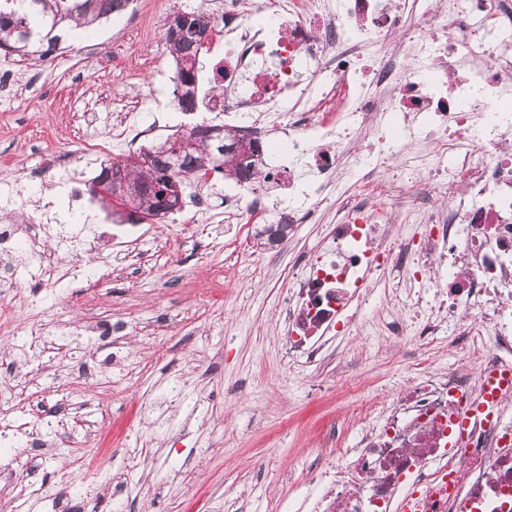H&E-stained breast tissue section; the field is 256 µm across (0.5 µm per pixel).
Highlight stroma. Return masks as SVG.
Listing matches in <instances>:
<instances>
[{
    "label": "stroma",
    "mask_w": 512,
    "mask_h": 512,
    "mask_svg": "<svg viewBox=\"0 0 512 512\" xmlns=\"http://www.w3.org/2000/svg\"><path fill=\"white\" fill-rule=\"evenodd\" d=\"M174 12V0H130L47 57L0 67V225L34 221L100 244L60 255L69 275L55 285L41 284L21 249L0 252L24 285L15 324L0 327V363L17 386L0 455L27 456L40 489L0 486V512H56L60 498L67 512H284L321 449L351 444L352 386L383 394L405 374L385 332L399 307L382 296L367 335L319 365L285 353L288 263L321 243L334 211L270 248L225 212L236 183L217 174L186 187L184 211L134 224L121 213L83 222L86 200L38 180L62 156L91 180L89 145L127 112L156 141L223 123L177 105L165 51ZM90 323L100 333H86ZM85 360L97 377L72 378ZM32 419L37 447L15 431Z\"/></svg>",
    "instance_id": "obj_1"
}]
</instances>
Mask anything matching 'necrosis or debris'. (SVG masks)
<instances>
[{
    "label": "necrosis or debris",
    "instance_id": "4bbe7bcc",
    "mask_svg": "<svg viewBox=\"0 0 512 512\" xmlns=\"http://www.w3.org/2000/svg\"><path fill=\"white\" fill-rule=\"evenodd\" d=\"M242 0L210 17L214 68L237 98L207 97L241 134L287 131L310 148L304 205L269 211L296 186L261 167L225 203L247 223L338 218L291 268L279 315L289 361L317 363L362 333L378 287L404 318L388 334L408 362L393 395L360 406L350 447L331 448L297 512H512V388L474 413L491 371L512 375V0ZM297 187V186H296ZM447 336V372L422 352ZM465 431H458L460 420Z\"/></svg>",
    "mask_w": 512,
    "mask_h": 512
}]
</instances>
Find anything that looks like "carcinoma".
<instances>
[{
	"mask_svg": "<svg viewBox=\"0 0 512 512\" xmlns=\"http://www.w3.org/2000/svg\"><path fill=\"white\" fill-rule=\"evenodd\" d=\"M130 0H0V52L27 58L40 53V47L53 48L72 31H84L115 12L123 10ZM195 32H187L178 39L165 37L166 50L176 64L174 94L178 106L185 112L196 109V91L201 59L207 47L206 28L209 21L196 11H186ZM218 128L222 133L212 137L207 133ZM196 142V147L184 151L177 168L168 167L167 157L162 149L172 146L182 137ZM238 144L235 131L220 125H197L182 135H173L164 141L143 148L136 153L142 158L139 165L128 166L126 160L112 158L101 164L100 172L92 180L90 195L101 205L105 199L98 194L95 186L104 184L116 174L124 171L141 187L142 215L159 213L155 199L158 187L171 179L182 183L207 180L211 174H221L238 182L257 178L255 163L239 161L234 147ZM259 236L265 243L274 245L288 237V225L266 224Z\"/></svg>",
	"mask_w": 512,
	"mask_h": 512,
	"instance_id": "cac0c4a2",
	"label": "carcinoma"
}]
</instances>
